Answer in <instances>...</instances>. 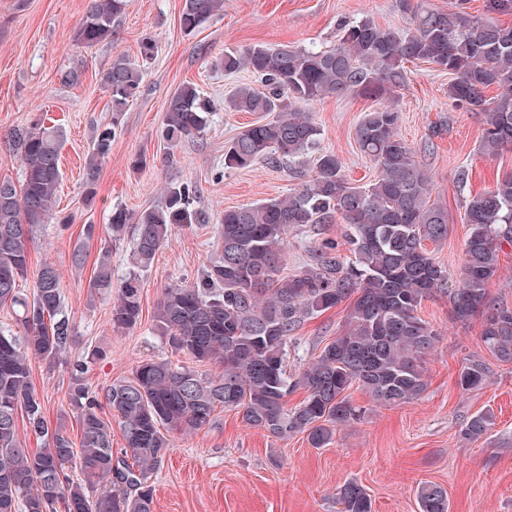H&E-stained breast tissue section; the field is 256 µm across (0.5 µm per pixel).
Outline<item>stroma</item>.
<instances>
[{"label": "stroma", "mask_w": 512, "mask_h": 512, "mask_svg": "<svg viewBox=\"0 0 512 512\" xmlns=\"http://www.w3.org/2000/svg\"><path fill=\"white\" fill-rule=\"evenodd\" d=\"M183 0H127L111 39L91 48L76 46L74 31L86 0H0V176L20 180L22 169L9 146L13 128L43 117L58 126L63 174L57 206L73 214L71 224L39 226L30 244V273L53 262L60 273L62 313L74 338L70 351L55 365L33 362L32 382L44 402L50 425H64L79 440L77 414L69 403L71 368L88 350L104 348L106 358L90 365L87 382L100 389L130 377L139 361L165 360L190 366L157 332L153 316L165 286L200 279L218 252V219L224 209L288 194L298 185L287 166L260 163L243 170L224 167V146L257 121L249 112L228 110L224 101L240 84L259 87V79L243 70L233 75L213 68L227 49L254 44L326 49L337 43L342 20L364 16L382 27L406 32L409 18L398 0H224V11L193 34L180 27ZM153 37L154 60L147 64L139 92L125 108L115 131L112 151L100 166L94 202H87L83 168L92 149L94 126L109 122L112 108L100 79L117 54L139 56L143 37ZM78 75L65 81L66 72ZM448 72L429 63H407L405 78L392 98L400 113L398 131L433 183L432 197L448 212V238L435 244L434 255L458 276L469 232L465 205L493 187L498 176L512 172V151L482 155L479 114L457 107L448 98ZM195 84L212 104L208 125L199 136L166 148L162 121L166 104L183 84ZM369 100L353 94L307 105L320 129V144L343 162L347 180L363 185L374 179L375 166L355 140V129ZM146 154L145 169L129 166ZM469 167L466 186H458V167ZM192 181L200 193L192 204L203 222L173 225L167 242L142 273V312L133 329H113L114 295L90 294V280L102 249L112 253V283L120 285L132 268V239L114 240L105 227L112 211L136 213L160 204L164 185ZM97 225L86 238L85 225ZM339 225L314 233L297 230L288 236L283 275L300 271L320 239L336 238ZM82 251L76 268L72 255ZM347 305L308 319L289 347L293 369H301L343 332ZM418 315L441 331L426 361L428 387L418 398L398 406L374 403L359 388L349 397L362 407L360 421L339 427L323 448L310 447L305 434L277 438L249 428L236 411L219 410L211 427L178 435L154 476V512H339L337 493L346 482L364 486L373 512H419L417 488L429 481L448 492L450 512H512V364L493 363L484 387L460 391L457 377L466 358L484 355L481 321L455 322L448 297L422 301ZM195 366V365H192ZM206 377L218 364H200ZM492 410L494 425L487 439L472 442L460 434L475 412Z\"/></svg>", "instance_id": "stroma-1"}]
</instances>
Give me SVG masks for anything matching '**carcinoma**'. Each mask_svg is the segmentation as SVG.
Instances as JSON below:
<instances>
[{"mask_svg":"<svg viewBox=\"0 0 512 512\" xmlns=\"http://www.w3.org/2000/svg\"><path fill=\"white\" fill-rule=\"evenodd\" d=\"M127 0H87L74 42L92 47L112 37L114 22ZM411 15V29L400 35L368 17L338 24V43L329 50L253 45L229 50L214 67L231 75L242 69L261 77L265 89L240 86L226 101L235 112L266 115L239 132L224 148V169L237 170L286 159L301 165L313 158L314 175L292 192L260 203L224 210L219 217V252L195 284L168 285L155 321L173 349L198 363H218L222 372L204 378L190 367L144 360L132 377L101 391L85 382L87 363L106 352L95 348L71 375L70 405L77 414L80 446L58 426L49 432L41 399L31 378L32 361L52 366L73 340L61 315L60 275L44 262L28 291L29 247L41 224H68L72 217L55 210L62 172L60 131L34 117L13 129L12 151L22 179L0 178V307L13 310L23 335L0 331V512H154L151 478L173 448L170 435H190L213 424L217 408L242 411L249 427L285 438L306 434L323 448L336 429L360 419L348 390L356 385L374 403H408L428 386L426 359L441 333L417 315L421 302L449 295L455 320H482L481 342L499 363L512 364V308L490 304L488 286L500 278L499 252L512 246V173L469 200V224L460 285L449 290L448 269L426 243L448 238V212L431 203L433 186L398 132L399 111L387 102L404 79V64L430 62L454 75L448 98L482 116L479 151L494 157L512 149V25L494 20L512 15V0H485L484 15L465 8L432 9L400 0ZM224 0H184L180 25L194 33L221 14ZM155 42L140 44L141 60L118 54L101 78L112 103V121L95 130L85 164V196L95 197L100 164L112 150V135L125 107L136 96L143 68L153 59ZM494 86L501 90L486 98ZM352 93L383 100L364 113L355 138L377 167V178L353 185L333 151L320 149V129L307 104ZM211 106L193 84L179 86L166 106L163 137L175 146L201 134ZM199 193L192 181L170 182L161 205L131 214L112 210L108 233L117 240L132 230L133 270L122 280L111 312L112 328H134L141 314V272L168 239L172 225L192 222L191 204ZM343 224L340 238L321 242L299 273L283 277L288 234L326 224ZM89 288L112 293L109 248L100 251ZM349 310L344 331L296 373H288V344L304 321L342 303ZM481 356L466 359L457 384L478 389L491 379ZM301 388L305 398L287 405ZM107 406L111 418L102 416ZM26 430L51 436L31 450L19 437L18 417ZM125 447L112 448V421ZM489 410L472 415L461 429L467 440L486 436ZM75 469L81 478H70ZM340 512H373L366 489L354 482L338 492ZM420 512H449L447 491L424 482L418 490Z\"/></svg>","mask_w":512,"mask_h":512,"instance_id":"1","label":"carcinoma"}]
</instances>
